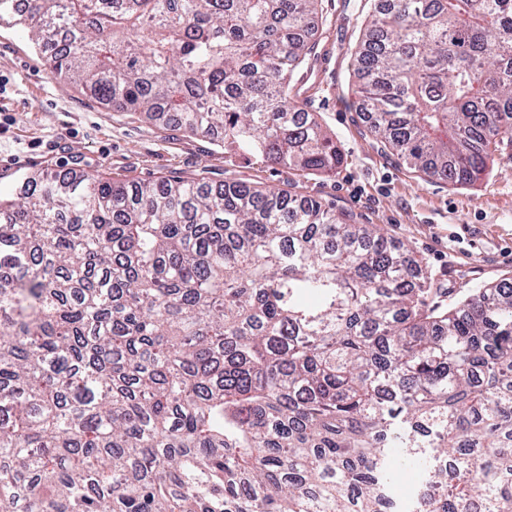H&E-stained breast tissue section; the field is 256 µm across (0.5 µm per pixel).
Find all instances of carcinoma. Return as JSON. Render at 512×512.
<instances>
[{
  "label": "carcinoma",
  "mask_w": 512,
  "mask_h": 512,
  "mask_svg": "<svg viewBox=\"0 0 512 512\" xmlns=\"http://www.w3.org/2000/svg\"><path fill=\"white\" fill-rule=\"evenodd\" d=\"M321 2L0 0V27L107 107L332 172L292 86ZM353 60L425 176L512 159V0L375 4ZM431 292L309 197L25 177L0 194V512H512V283Z\"/></svg>",
  "instance_id": "obj_1"
}]
</instances>
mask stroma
<instances>
[{
	"label": "stroma",
	"mask_w": 512,
	"mask_h": 512,
	"mask_svg": "<svg viewBox=\"0 0 512 512\" xmlns=\"http://www.w3.org/2000/svg\"><path fill=\"white\" fill-rule=\"evenodd\" d=\"M372 0H323L319 46L298 87L307 111L336 139L335 173H305L258 157H227L135 112H119L58 77L20 30L0 27V191L25 175L80 165L89 175L157 181L170 175L275 187L336 206L422 260L446 299L512 275V160L460 187L425 177L369 131L351 78L353 51Z\"/></svg>",
	"instance_id": "1"
}]
</instances>
